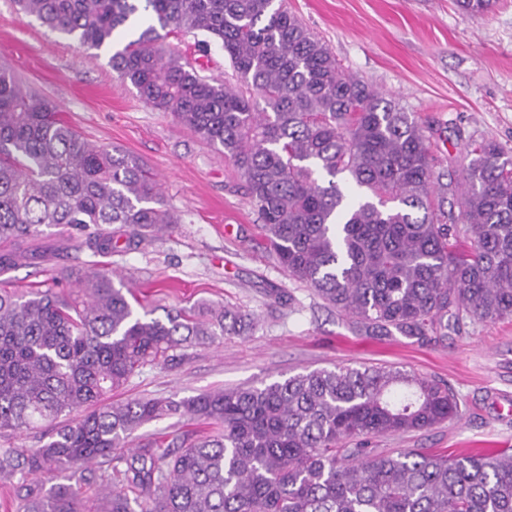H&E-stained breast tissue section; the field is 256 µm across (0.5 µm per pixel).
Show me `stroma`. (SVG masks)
<instances>
[{"label":"stroma","mask_w":512,"mask_h":512,"mask_svg":"<svg viewBox=\"0 0 512 512\" xmlns=\"http://www.w3.org/2000/svg\"><path fill=\"white\" fill-rule=\"evenodd\" d=\"M286 4L344 69L430 127L437 174L459 176L465 146L474 141L492 140L512 152V0H496L489 12L473 16L456 0ZM166 44L198 60L201 76L237 85L220 47L199 57L196 36L176 29ZM0 55L87 138L140 157L179 217L135 250L119 236L104 256L61 241L48 263L11 271L12 287L44 288L53 270L82 264L121 273L159 319L201 300L259 318L247 335L219 338L142 368L113 400L189 398L337 365L403 367L449 384L462 413L425 432L374 437L372 447L385 454L512 448V320L476 323L428 343L359 332L310 286L288 278L265 248L233 165L121 81L112 70L111 47L81 46L19 12L14 0H0Z\"/></svg>","instance_id":"1"}]
</instances>
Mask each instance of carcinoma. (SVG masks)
<instances>
[{
  "instance_id": "carcinoma-1",
  "label": "carcinoma",
  "mask_w": 512,
  "mask_h": 512,
  "mask_svg": "<svg viewBox=\"0 0 512 512\" xmlns=\"http://www.w3.org/2000/svg\"><path fill=\"white\" fill-rule=\"evenodd\" d=\"M83 46L133 38L112 70L150 107L230 160L289 279L376 336L425 341L512 318V155L466 149L460 179L435 175L412 112L346 72L284 0H16ZM174 26L224 50L241 85L209 81L165 48ZM178 222L135 155L88 140L55 101L0 64V432L51 426L22 453L17 512H512V448L491 454H381L380 435L460 415L446 383L397 367L322 368L193 398L112 401L137 370L189 346L241 336L248 314L203 304L164 321L139 315L112 270L72 266L62 291L1 276L41 258L45 232L112 252ZM178 416L205 430L163 448L116 449L143 424ZM111 471L90 500L45 475Z\"/></svg>"
}]
</instances>
